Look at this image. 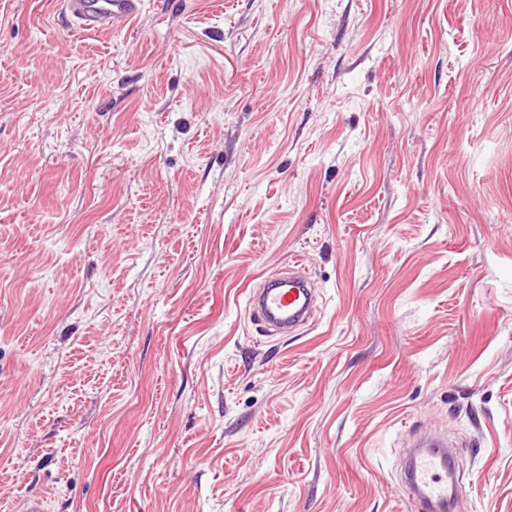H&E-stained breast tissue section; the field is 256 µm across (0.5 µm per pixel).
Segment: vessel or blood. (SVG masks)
Instances as JSON below:
<instances>
[{"label": "vessel or blood", "instance_id": "vessel-or-blood-1", "mask_svg": "<svg viewBox=\"0 0 512 512\" xmlns=\"http://www.w3.org/2000/svg\"><path fill=\"white\" fill-rule=\"evenodd\" d=\"M80 27L89 31L123 28L137 13V0H68ZM320 309L318 295L300 275L274 274L250 295L248 317L273 336H285L312 322ZM402 481L412 512H455L459 477L454 468L456 449L441 436L413 443Z\"/></svg>", "mask_w": 512, "mask_h": 512}]
</instances>
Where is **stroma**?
Returning <instances> with one entry per match:
<instances>
[{
	"mask_svg": "<svg viewBox=\"0 0 512 512\" xmlns=\"http://www.w3.org/2000/svg\"><path fill=\"white\" fill-rule=\"evenodd\" d=\"M431 429L512 512V0H0V512H410ZM79 26L89 31L123 28L137 13V0H68ZM320 306L310 282L295 273L273 274L250 295V321L273 336H288L312 322Z\"/></svg>",
	"mask_w": 512,
	"mask_h": 512,
	"instance_id": "35a3bbf8",
	"label": "stroma"
}]
</instances>
